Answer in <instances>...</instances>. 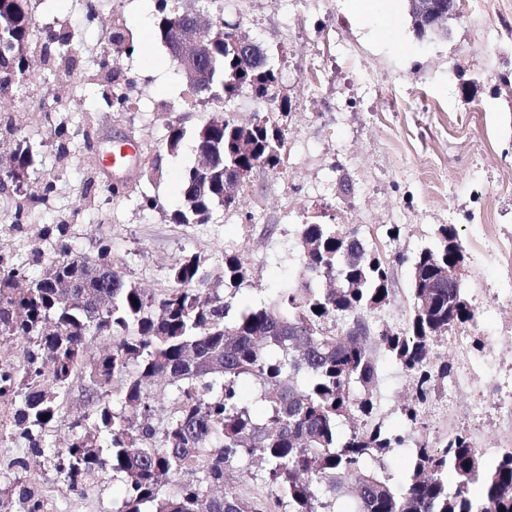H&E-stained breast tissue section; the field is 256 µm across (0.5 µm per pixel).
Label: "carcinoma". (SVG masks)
<instances>
[{
	"label": "carcinoma",
	"instance_id": "carcinoma-1",
	"mask_svg": "<svg viewBox=\"0 0 512 512\" xmlns=\"http://www.w3.org/2000/svg\"><path fill=\"white\" fill-rule=\"evenodd\" d=\"M180 16V0H158L156 26L176 57ZM38 32L53 52L45 65L75 47L73 34L39 24L30 0H0V98L13 97L24 49ZM135 40L133 30L118 28L103 55L132 51ZM202 55L215 59L217 68L207 90L188 78L199 98L221 102L243 88L257 98L272 96L279 86L278 72L256 44L243 59L219 35ZM239 129L228 116L196 129L202 165L181 181L175 223L204 224L215 207H238L241 198L224 195L231 170L262 165L276 172L283 166L279 127L266 119L253 122L245 150ZM9 162L10 180L0 182V192L21 188L34 170L32 152L20 142ZM438 232L436 248L392 259L369 248L356 227L303 224L295 279L285 281L268 305L234 316L233 299L247 277L238 254L219 260L222 292L203 291L211 273L206 259L194 254L173 268L171 287L138 288L126 281L107 240L93 259L60 242L58 260L37 277L0 264V348L23 355L20 362L0 364V401L11 409V434L26 444L25 456L11 464L25 473L11 487L20 512H45L43 495L33 489L38 472L30 471V457L75 495L121 477L126 492L113 512H339L346 497L353 499L352 512H512V453L489 465L463 432L439 448L426 438V405L436 380L453 369L446 360L433 362L434 343L476 321L464 289L440 280L451 260L464 254L458 231L448 224ZM395 261L411 262L420 274L412 280L411 313L400 330L370 321L391 303ZM74 275L77 287L60 288ZM34 282L39 287H30ZM94 339L107 345L98 357L86 354ZM375 344L401 365L415 390L405 416L417 450L399 487L381 480L375 466L389 449L403 447V436L380 425L348 435L338 428L342 418L373 411ZM87 370L99 378L89 394L94 416L73 417L72 440L55 449L49 426L62 414L71 378ZM160 379L172 393L161 419L154 393ZM246 382L266 402L260 416L244 399ZM102 433L110 439L106 452L93 444ZM167 485L173 492L160 495Z\"/></svg>",
	"mask_w": 512,
	"mask_h": 512
}]
</instances>
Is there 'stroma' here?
<instances>
[{
	"instance_id": "obj_1",
	"label": "stroma",
	"mask_w": 512,
	"mask_h": 512,
	"mask_svg": "<svg viewBox=\"0 0 512 512\" xmlns=\"http://www.w3.org/2000/svg\"><path fill=\"white\" fill-rule=\"evenodd\" d=\"M156 0H101L95 21L84 19L81 0H31L41 25L73 31L77 55L70 78L23 87L1 112L24 111L18 140L35 159L36 180L56 176L55 189L29 211L22 230L12 223L21 193H0V258L28 266L34 253L54 260L58 240L73 253L94 255L99 236L112 241L129 283L158 291L172 284L179 260L192 253L217 260L243 253L249 275L235 309L267 304L297 269L301 224H354L388 255H413L438 242L441 225H455L465 249L464 289L472 305L497 296L495 309L480 311L476 333L495 364L481 385L437 381L429 412L449 408L451 426L470 431L471 411L482 406L475 445L490 444L512 425L501 407L495 381L512 374V0H468L449 19L448 32L418 38L408 0H395L391 16L351 15L347 0H227L224 8L182 0L187 11L223 10L240 32L265 51L291 101L289 112L241 89L223 105L188 111L186 79L154 24ZM137 34L134 51L116 55L115 65L135 80L130 106L103 107L91 78L102 47L118 22ZM242 125L267 119L285 131L279 172L256 167L245 190L246 207L215 208L208 223L177 224L171 210L181 177L197 164L196 129L217 111ZM65 124L67 151L50 130ZM185 135L176 153H166L170 125ZM162 150V174L149 180L134 169L99 162L115 137ZM126 180L112 194V180ZM157 201L142 207L143 196ZM399 236H391V228ZM393 299L379 309L375 325L395 330L409 317L410 264L392 267ZM375 418L408 434L401 413L413 400V383L384 350L376 352ZM87 379H72L63 417L50 431L53 444L69 440L71 417L90 412ZM125 495L122 482L100 485L80 497L66 494L57 512H112Z\"/></svg>"
}]
</instances>
